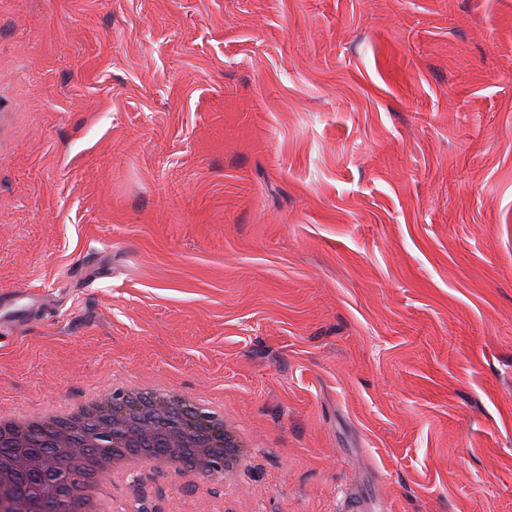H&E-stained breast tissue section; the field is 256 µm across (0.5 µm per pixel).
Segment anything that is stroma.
<instances>
[{"instance_id": "1", "label": "stroma", "mask_w": 512, "mask_h": 512, "mask_svg": "<svg viewBox=\"0 0 512 512\" xmlns=\"http://www.w3.org/2000/svg\"><path fill=\"white\" fill-rule=\"evenodd\" d=\"M2 80L1 405L223 398L145 512H512V0H0ZM34 294L28 289L0 290V333L5 331V311L22 312L34 307ZM119 389H124V391L129 392H136L144 395L145 397H158L173 391L172 385L164 379H160L151 383H142L132 379L126 381L120 388H117L116 390Z\"/></svg>"}]
</instances>
